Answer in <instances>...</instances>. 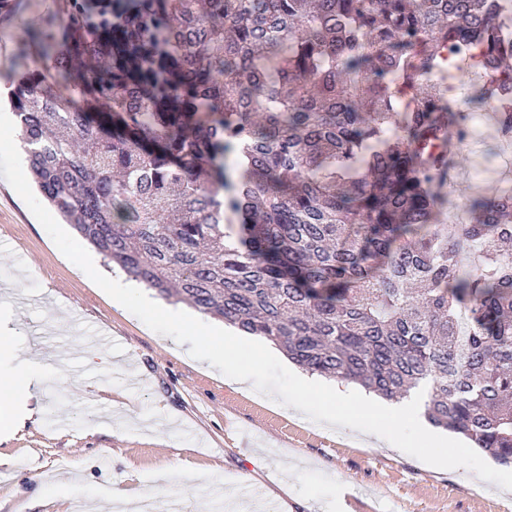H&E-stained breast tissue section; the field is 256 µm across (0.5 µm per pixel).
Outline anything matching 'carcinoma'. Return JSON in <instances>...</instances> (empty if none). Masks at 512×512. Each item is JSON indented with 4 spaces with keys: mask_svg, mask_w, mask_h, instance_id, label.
Returning <instances> with one entry per match:
<instances>
[{
    "mask_svg": "<svg viewBox=\"0 0 512 512\" xmlns=\"http://www.w3.org/2000/svg\"><path fill=\"white\" fill-rule=\"evenodd\" d=\"M11 79L30 171L125 274L512 465V190L445 224L435 73L490 74L512 0H66Z\"/></svg>",
    "mask_w": 512,
    "mask_h": 512,
    "instance_id": "cac0c4a2",
    "label": "carcinoma"
}]
</instances>
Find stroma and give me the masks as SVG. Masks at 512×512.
I'll return each mask as SVG.
<instances>
[{
    "label": "stroma",
    "instance_id": "35a3bbf8",
    "mask_svg": "<svg viewBox=\"0 0 512 512\" xmlns=\"http://www.w3.org/2000/svg\"><path fill=\"white\" fill-rule=\"evenodd\" d=\"M62 0L0 6V85L11 80L28 25L62 26ZM512 138L495 112L480 141L458 146L446 223L467 203L512 189ZM0 324L14 354L0 371L36 365L40 409L0 431V512H113L112 489L154 492V512H213L247 503L269 512H512L480 490L473 471L433 467L388 447H363L226 382L188 344L159 335L69 261L11 185L0 178ZM167 481H160L162 472ZM347 483L339 497L335 482Z\"/></svg>",
    "mask_w": 512,
    "mask_h": 512
}]
</instances>
